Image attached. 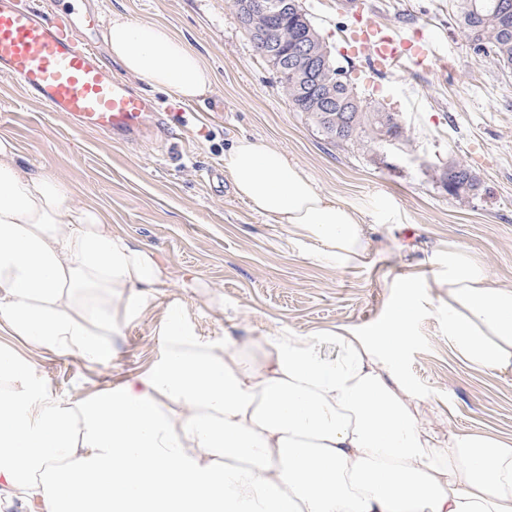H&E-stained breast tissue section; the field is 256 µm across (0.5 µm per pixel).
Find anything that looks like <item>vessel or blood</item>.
I'll return each mask as SVG.
<instances>
[{
  "mask_svg": "<svg viewBox=\"0 0 512 512\" xmlns=\"http://www.w3.org/2000/svg\"><path fill=\"white\" fill-rule=\"evenodd\" d=\"M354 55L370 57L375 72L396 70L404 57L431 68L420 46L397 40L377 24L364 0H355ZM0 73L62 113L75 130L138 139L160 114L157 104L112 77L93 47L82 43L70 19L42 20L27 0H0Z\"/></svg>",
  "mask_w": 512,
  "mask_h": 512,
  "instance_id": "1",
  "label": "vessel or blood"
}]
</instances>
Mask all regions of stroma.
<instances>
[{
	"label": "stroma",
	"instance_id": "obj_1",
	"mask_svg": "<svg viewBox=\"0 0 512 512\" xmlns=\"http://www.w3.org/2000/svg\"><path fill=\"white\" fill-rule=\"evenodd\" d=\"M353 0H301L338 64L367 101L403 124L398 145L341 144L296 111L272 66L259 56L232 0H35L46 20L70 18L113 77L122 72L103 42L115 15L168 27L214 74L210 94L183 103L141 81L165 120L151 139L127 141L72 130L66 118L0 74V137L71 182L76 202L101 209L114 232L152 252L165 296L112 338V357L91 368L79 357L37 353L40 374L62 401L119 387L159 357L155 329L169 296L180 297L198 336L238 343L278 329L295 334L348 326L368 336L409 286L415 308L401 373L425 402L421 422L512 440V374L461 363L433 285L430 259L454 241L512 287V69L477 55L458 22L459 0H366L403 39L423 32L433 70L411 63L384 76L347 46ZM247 136L283 153L322 195L354 208L369 257L332 267L303 257L286 225L255 212L225 177L224 155ZM470 165L478 195L454 198L437 177L441 162Z\"/></svg>",
	"mask_w": 512,
	"mask_h": 512
}]
</instances>
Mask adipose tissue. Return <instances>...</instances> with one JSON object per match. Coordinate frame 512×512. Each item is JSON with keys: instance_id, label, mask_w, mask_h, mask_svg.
<instances>
[{"instance_id": "obj_1", "label": "adipose tissue", "mask_w": 512, "mask_h": 512, "mask_svg": "<svg viewBox=\"0 0 512 512\" xmlns=\"http://www.w3.org/2000/svg\"><path fill=\"white\" fill-rule=\"evenodd\" d=\"M124 73L190 102L212 71L166 26L113 17L104 34ZM239 197L287 225L301 254L365 264L354 208L321 195L280 151L242 138L224 157ZM445 268L448 341L463 363L512 374V288L455 242ZM165 275L150 251L73 201L45 167L0 138V512H512V443L419 421L423 398L397 372L414 310L399 294L366 337L349 327L257 337L196 336L180 299L156 332L159 359L135 381L65 403L30 358L99 365L112 334L154 303ZM339 349L324 359L326 338Z\"/></svg>"}]
</instances>
